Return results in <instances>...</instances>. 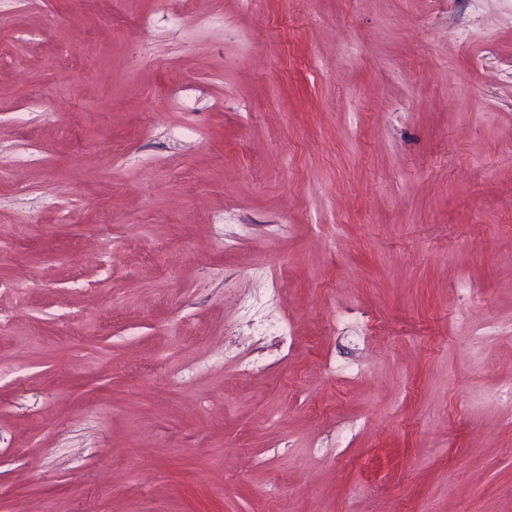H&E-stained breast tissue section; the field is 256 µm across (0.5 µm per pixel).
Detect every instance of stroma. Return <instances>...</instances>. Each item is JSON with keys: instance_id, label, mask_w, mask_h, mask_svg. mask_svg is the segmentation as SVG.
Returning a JSON list of instances; mask_svg holds the SVG:
<instances>
[{"instance_id": "35a3bbf8", "label": "stroma", "mask_w": 512, "mask_h": 512, "mask_svg": "<svg viewBox=\"0 0 512 512\" xmlns=\"http://www.w3.org/2000/svg\"><path fill=\"white\" fill-rule=\"evenodd\" d=\"M0 512H512V0H0Z\"/></svg>"}]
</instances>
